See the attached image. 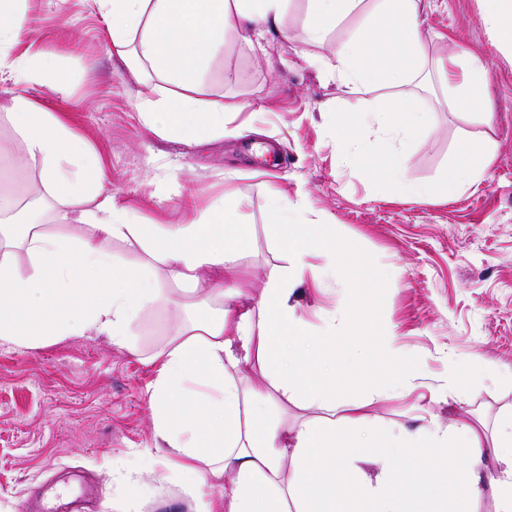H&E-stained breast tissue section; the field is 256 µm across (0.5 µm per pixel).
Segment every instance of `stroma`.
Here are the masks:
<instances>
[{
    "label": "stroma",
    "mask_w": 512,
    "mask_h": 512,
    "mask_svg": "<svg viewBox=\"0 0 512 512\" xmlns=\"http://www.w3.org/2000/svg\"><path fill=\"white\" fill-rule=\"evenodd\" d=\"M287 30L267 26L251 49L226 29L202 79L210 98L242 103L230 130L204 141L163 138L142 121L140 81L112 61L106 23L93 0H26L29 54L52 57L55 72L35 83L0 80V104L32 96L61 117L101 159L104 185L141 224H183L230 198L237 221L253 227L239 286L260 300L284 254L268 244L270 201L295 202L301 224L327 225L335 247L309 264L335 278L304 279L293 301L316 334L346 335L354 310L346 275L362 277L370 299V337L359 346L367 383L341 388L349 400L386 389L368 409L381 425L416 428L435 420L480 423L495 431L512 408V54L501 51L482 0H421L422 74L400 86L345 93L324 67L336 46L374 7L335 27L324 40L306 33V0H289ZM485 59L488 88L479 112L460 111L437 73L448 55ZM387 96L412 101L433 118L412 146L405 179L435 183L460 154L491 148L483 179L453 198L409 200L381 176V160L350 165L341 142L375 144ZM0 195L23 202L38 194L37 169L0 113ZM154 278L159 300L131 325L130 348L104 336H60L34 348L0 345V512H25L52 500L68 512H196L183 480L155 445L146 360L177 336V303L200 300Z\"/></svg>",
    "instance_id": "35a3bbf8"
}]
</instances>
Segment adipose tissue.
Instances as JSON below:
<instances>
[{
	"mask_svg": "<svg viewBox=\"0 0 512 512\" xmlns=\"http://www.w3.org/2000/svg\"><path fill=\"white\" fill-rule=\"evenodd\" d=\"M24 2L0 0V74L35 82L55 63L46 56L34 63L15 55L28 32ZM93 2L107 22L113 58L135 76L174 86V93L145 97L138 104L143 122L162 137L183 131L207 139L223 131L225 113L239 111L236 102L201 100L202 74L223 46L228 24H235L246 41L252 27L288 25V0ZM363 2L308 0L309 37L322 40ZM419 2L382 0L377 6L388 35L404 51L395 68L382 70L367 61L372 28L337 47L332 70L346 92L400 85L414 77ZM442 72L459 85L458 106L480 111L488 81L485 62L473 58L461 70L451 56ZM5 115L25 144L28 165L39 170L44 191L59 198V220L92 228L94 235H56L36 222L14 230L22 209L0 198V344L34 347L54 336L92 332L125 348L137 312L159 298L154 264H161L174 282L194 289L203 285L204 273L222 275L210 288V307L190 318L178 338L149 360L155 372L150 405L156 448L175 473L185 476L184 491L199 500V512H401L397 466L410 448L419 449L425 463L442 459L447 471L461 475L452 486L422 478L421 488L430 498L466 503L487 487L500 512H512V413L502 415L489 436L464 423L398 428L384 438L389 451L381 465L371 473L364 470L375 438L373 421L364 413L370 401L348 402L336 392L337 376L361 379L359 358L335 330L309 333L291 302L305 274L330 275L310 269L306 261L312 248L325 244V225L295 223L288 201L274 197L268 239L293 264L270 278L259 301L248 302L236 278L249 250L250 227L225 221L223 203L186 224L135 223L104 186L96 152L62 121L24 94L9 100ZM380 118L387 137L374 148L353 142L347 159L359 164L379 155L383 178L399 184L406 198L456 195L478 182L493 159L488 149L467 155L436 184L403 180L411 142L429 130L431 115L390 98ZM74 155L82 161L86 187L73 197L62 163ZM116 240L137 245L145 261L117 270ZM77 295L89 296V303L74 304ZM251 364L257 365V376L242 379L241 368ZM291 403L314 410V417L285 426L279 409ZM451 448L464 449V456L447 458ZM205 487L223 488V499H201Z\"/></svg>",
	"mask_w": 512,
	"mask_h": 512,
	"instance_id": "adipose-tissue-1",
	"label": "adipose tissue"
}]
</instances>
